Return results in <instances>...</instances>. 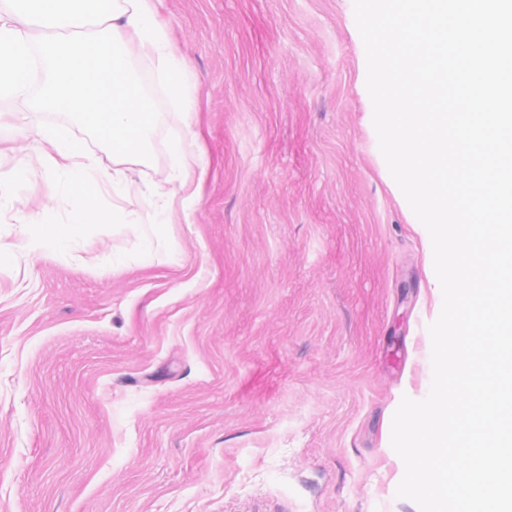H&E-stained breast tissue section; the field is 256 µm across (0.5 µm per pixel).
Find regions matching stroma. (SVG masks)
Wrapping results in <instances>:
<instances>
[{"label":"stroma","mask_w":512,"mask_h":512,"mask_svg":"<svg viewBox=\"0 0 512 512\" xmlns=\"http://www.w3.org/2000/svg\"><path fill=\"white\" fill-rule=\"evenodd\" d=\"M165 16L196 115L136 60L162 120L120 192H55L27 130L69 122L38 107L41 76L0 97V187L23 171L28 199L0 209V512H419L396 495L391 423L423 396L438 314L353 0H165ZM178 137L210 170L167 227L168 264L122 222L151 213ZM90 192L94 264L14 235Z\"/></svg>","instance_id":"1"}]
</instances>
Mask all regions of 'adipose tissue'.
Instances as JSON below:
<instances>
[{"label": "adipose tissue", "mask_w": 512, "mask_h": 512, "mask_svg": "<svg viewBox=\"0 0 512 512\" xmlns=\"http://www.w3.org/2000/svg\"><path fill=\"white\" fill-rule=\"evenodd\" d=\"M163 0H0V94L22 96L30 50L38 48L45 77L40 97L54 111L90 128L112 155L111 167L75 139L65 125L33 126L32 135L59 193L75 180L117 185L127 166L144 163L148 138L162 116L132 71L133 58L149 60L163 80L171 101L189 114L186 66L162 16ZM81 31V38L52 41L45 30ZM205 154L187 159L175 147L163 181L152 189L150 218L134 210L124 215L128 231L144 251H152L176 203L200 200L207 175ZM93 197L77 200L65 224H22L17 234L26 248L63 255L88 264L84 228L95 215Z\"/></svg>", "instance_id": "1"}]
</instances>
